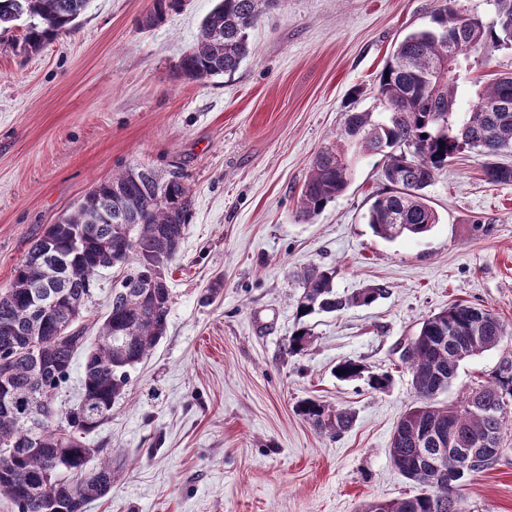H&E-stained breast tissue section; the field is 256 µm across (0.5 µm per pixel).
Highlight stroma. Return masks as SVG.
Returning <instances> with one entry per match:
<instances>
[{"label":"stroma","instance_id":"1","mask_svg":"<svg viewBox=\"0 0 512 512\" xmlns=\"http://www.w3.org/2000/svg\"><path fill=\"white\" fill-rule=\"evenodd\" d=\"M215 4L184 0L147 28L153 0H90L74 31L33 53L16 48L23 22L0 30V290L97 182L143 165L180 171L192 193L167 332L86 436L112 451V491L86 512H362L416 494L389 456L416 402L402 349L463 302L509 334L462 362L442 401L512 361V183L486 182V157L464 153L425 190L437 224L391 241L368 225L380 157H361L314 220H299L296 199L347 112H382L375 80L438 0H279L236 73L186 80L176 65ZM309 263L336 266L339 293H390L297 320L291 273ZM301 323L313 341L288 356ZM343 359L389 373V387L338 380ZM309 397L349 409L353 427L319 434L295 411ZM502 448L463 481L465 512H512V428Z\"/></svg>","mask_w":512,"mask_h":512}]
</instances>
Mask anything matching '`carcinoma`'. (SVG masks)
<instances>
[{"label": "carcinoma", "instance_id": "obj_1", "mask_svg": "<svg viewBox=\"0 0 512 512\" xmlns=\"http://www.w3.org/2000/svg\"><path fill=\"white\" fill-rule=\"evenodd\" d=\"M182 0H154L143 25L151 27ZM496 19L486 23L458 9L456 0H442L428 28L407 34L395 47L374 86L375 97L388 112L377 121L370 112L347 113L336 138L314 155L296 201L298 217L310 221L341 196L353 175V159L381 156L380 179L387 189L369 210L374 234L392 240L403 234L428 232L438 217L424 189L448 162L467 151L495 157L512 148V72L473 79L475 98L464 118L457 112V94L467 76L486 63L491 51L512 49V0H494ZM274 0H218L201 23L191 49L180 59V76L204 81L235 73L249 55V32L263 7ZM88 0H0V27L26 19L20 49L36 52L71 31ZM492 184L512 183V166L489 162L483 169ZM192 197L178 171L160 173L129 167L96 183L79 206L48 226L54 254L44 263L55 280L43 284L31 274L40 239H35L15 266L10 288L0 291V495L18 512H84L86 505L112 490V450L90 448L85 436L112 418L135 368L165 336L172 304L171 288H155L166 279L168 265L180 249L190 224ZM112 266L124 268L112 289L108 311L100 318L98 339L87 350L84 314L106 254ZM167 256L158 269L155 260ZM96 274H91L92 268ZM336 269L310 264L294 272L302 293L298 318L336 313L369 305L389 294L375 284L349 295L336 293ZM68 325V335L58 334ZM508 334L493 312L457 303L428 316L405 347L402 362L412 376L417 405L403 415L390 439L391 462L421 492L375 501L367 512H462L458 484L494 463L512 399V362L503 363L486 383L456 405H439L437 382L452 385L464 360L494 349ZM306 326L288 337L287 354H301L310 343ZM32 345L35 354L23 347ZM86 350L81 398L58 411L53 400L67 381L73 359ZM339 378L361 376L352 359L337 365ZM36 409L43 417L38 432L23 415ZM298 412L321 434L337 437L354 422L351 412L312 398ZM453 427L463 448L483 452L448 479L426 472L423 454L427 430ZM98 465L87 470L93 457Z\"/></svg>", "mask_w": 512, "mask_h": 512}]
</instances>
